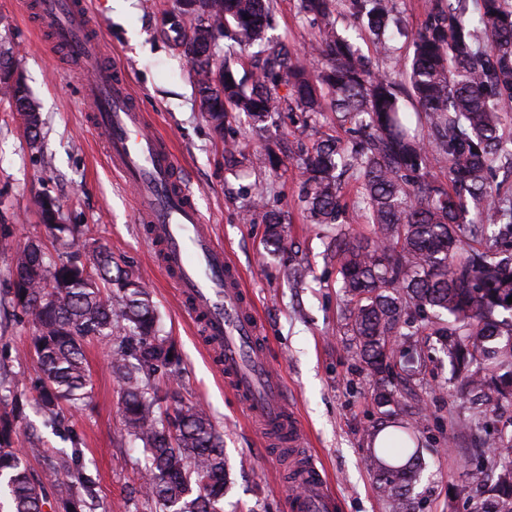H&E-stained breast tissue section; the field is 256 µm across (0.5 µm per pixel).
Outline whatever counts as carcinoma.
Wrapping results in <instances>:
<instances>
[{"mask_svg": "<svg viewBox=\"0 0 512 512\" xmlns=\"http://www.w3.org/2000/svg\"><path fill=\"white\" fill-rule=\"evenodd\" d=\"M359 19L375 55L387 58L408 38L412 58L392 75L374 67L355 41L336 28V3ZM179 23L163 31L187 58L206 121L219 137L233 112L254 133L272 136L282 113L298 112L297 139L310 121L329 112L348 127L345 140L317 141L301 159L298 202L313 224L336 227L331 257L347 297V331L373 375L395 356H418L399 342L431 327L447 352L462 389L481 395L486 408L512 402V194L495 185L512 172V135L502 106L512 104V0H431L425 24L403 26L396 0H299V12L318 30L307 57L285 42L270 44L273 0H176ZM224 38L247 55L249 73L218 45ZM0 95L30 113L36 144L42 118L25 83L0 60ZM243 152L224 141V164L236 168ZM443 164L448 182L430 170ZM359 185L361 209L374 238L352 236L341 222V198ZM57 259L30 242L15 251L8 290L13 308L32 323L27 354L38 371L21 389L0 393V499L6 512H84L93 482L73 459L48 468L53 493L30 472L16 448L17 424L27 405L58 427L64 407L90 398L84 344L111 343L109 371L121 390L123 432L146 453L139 493L159 512H223L224 440L209 414L196 406L161 409L155 380L180 366L175 344L160 335L159 316L140 276L119 265L87 227L60 222L59 206L37 200ZM266 226V246L285 248L284 212L264 191L242 213ZM382 427L370 433L366 457L388 512H416L410 496L420 479L417 420L402 414L393 393L373 397ZM495 495L472 512H512V435L491 443Z\"/></svg>", "mask_w": 512, "mask_h": 512, "instance_id": "1", "label": "carcinoma"}]
</instances>
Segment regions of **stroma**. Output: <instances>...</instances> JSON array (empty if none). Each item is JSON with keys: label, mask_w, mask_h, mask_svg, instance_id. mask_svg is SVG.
<instances>
[{"label": "stroma", "mask_w": 512, "mask_h": 512, "mask_svg": "<svg viewBox=\"0 0 512 512\" xmlns=\"http://www.w3.org/2000/svg\"><path fill=\"white\" fill-rule=\"evenodd\" d=\"M87 6L105 52L128 75L135 98L148 113L151 131L172 144L204 224L243 273L261 323L265 356L284 379L288 402L305 431L304 448L326 473L339 500L338 512H385L365 465L369 433L381 424L371 398L379 380L367 374L346 328L345 298L327 248L332 232L309 223L297 205L298 149L311 147V140L296 142L287 116L268 142L253 136L241 120L233 121L224 136L215 135L200 114L187 64L159 34L172 0H132L130 11L119 17L109 0H87ZM275 20V36L297 48H307L315 35L298 14V0H275ZM1 54L13 57L14 72L28 86L44 120L38 146H30L14 107L0 98V356L9 358L15 381L35 373L33 360L14 358L34 328L5 302V285L15 247L51 242L34 204L49 196L60 203L67 223L87 225L115 261L145 279L162 333L182 354L176 381L159 379V393L168 405L204 407L224 438L230 473L224 512H286L288 456L264 454L258 432L225 389L176 289L155 267L131 191L113 173L100 135L87 126L83 74L47 53L36 17L23 0H0ZM228 136L241 142L245 154L242 166L233 171L224 167ZM268 147L281 159L274 174L254 162ZM259 188L265 189L271 207L287 214L291 251H269L263 225L242 220L244 205ZM288 264L305 269L302 285L284 278ZM412 341L425 360L424 374L407 383L396 377L387 382L402 408L418 415L423 433L424 469L412 495L422 512H470L487 491L474 475L483 460L475 449L511 427L512 412L501 406L481 414L472 400L457 395L451 366L436 338L423 331ZM85 354L92 401L69 414L78 443L44 426L35 408H27L21 428L35 431L44 453L26 455L25 461L41 479L47 456L79 453L96 481L91 512H150L136 493L144 457L122 435L119 388L107 368L109 348L91 341Z\"/></svg>", "instance_id": "35a3bbf8"}]
</instances>
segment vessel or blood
<instances>
[{
  "instance_id": "obj_1",
  "label": "vessel or blood",
  "mask_w": 512,
  "mask_h": 512,
  "mask_svg": "<svg viewBox=\"0 0 512 512\" xmlns=\"http://www.w3.org/2000/svg\"><path fill=\"white\" fill-rule=\"evenodd\" d=\"M36 5L53 48L91 73L81 86L92 106L90 122L104 135L112 167L137 190L155 262L172 278L226 387L244 402L269 443L291 447L288 512H337L324 472L297 451L303 433L282 378L260 350V323L239 270L203 224L174 152L143 133L146 114L133 101L125 74L105 61L100 34L81 0H37Z\"/></svg>"
}]
</instances>
